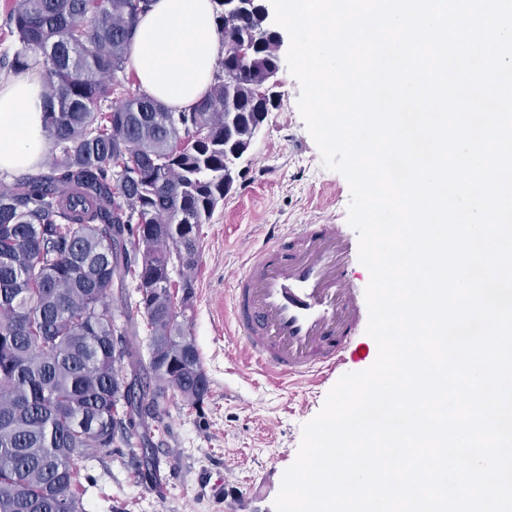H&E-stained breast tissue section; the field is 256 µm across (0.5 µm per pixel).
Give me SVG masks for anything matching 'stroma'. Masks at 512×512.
Returning a JSON list of instances; mask_svg holds the SVG:
<instances>
[{
	"mask_svg": "<svg viewBox=\"0 0 512 512\" xmlns=\"http://www.w3.org/2000/svg\"><path fill=\"white\" fill-rule=\"evenodd\" d=\"M280 80L279 108L268 113L232 193L201 228L190 332L210 394L199 410L172 390L159 400L150 423L152 453L170 463L169 494L160 501L144 491L139 453L97 454L80 464L92 482L82 498L85 512H224L204 486L206 473L221 472L226 491L239 494L266 467L284 473L296 458L303 424L337 381L332 375L316 385L278 386L247 366L224 332V282L269 225L331 222L343 225L350 240L358 238L347 224L349 185L324 166L299 112L300 85L285 68Z\"/></svg>",
	"mask_w": 512,
	"mask_h": 512,
	"instance_id": "35a3bbf8",
	"label": "stroma"
}]
</instances>
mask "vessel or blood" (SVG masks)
<instances>
[{
	"instance_id": "b4317fda",
	"label": "vessel or blood",
	"mask_w": 512,
	"mask_h": 512,
	"mask_svg": "<svg viewBox=\"0 0 512 512\" xmlns=\"http://www.w3.org/2000/svg\"><path fill=\"white\" fill-rule=\"evenodd\" d=\"M353 253L340 225H270L224 294L248 365L279 384L317 383L339 368L368 321L346 277Z\"/></svg>"
}]
</instances>
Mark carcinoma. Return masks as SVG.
I'll return each instance as SVG.
<instances>
[{
	"label": "carcinoma",
	"mask_w": 512,
	"mask_h": 512,
	"mask_svg": "<svg viewBox=\"0 0 512 512\" xmlns=\"http://www.w3.org/2000/svg\"><path fill=\"white\" fill-rule=\"evenodd\" d=\"M151 0H11L15 37L0 70L37 64L45 133L59 153L45 171L0 190V512H84L78 461L141 436L168 389L201 408L210 393L176 302L170 247L198 254L280 95L263 92L279 43L260 0H213L224 58L193 107L175 110L120 74ZM251 45L245 59L237 46ZM136 282L119 309L112 288ZM150 329L149 358L128 340L132 312Z\"/></svg>",
	"instance_id": "1"
}]
</instances>
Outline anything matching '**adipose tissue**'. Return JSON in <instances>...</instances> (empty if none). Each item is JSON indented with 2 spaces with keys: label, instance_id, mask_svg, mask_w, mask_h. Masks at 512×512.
<instances>
[{
  "label": "adipose tissue",
  "instance_id": "obj_1",
  "mask_svg": "<svg viewBox=\"0 0 512 512\" xmlns=\"http://www.w3.org/2000/svg\"><path fill=\"white\" fill-rule=\"evenodd\" d=\"M223 54L212 0H154L137 22L130 65L147 94L185 109L205 95ZM47 147L43 81L32 69L0 86V170H35Z\"/></svg>",
  "mask_w": 512,
  "mask_h": 512
}]
</instances>
